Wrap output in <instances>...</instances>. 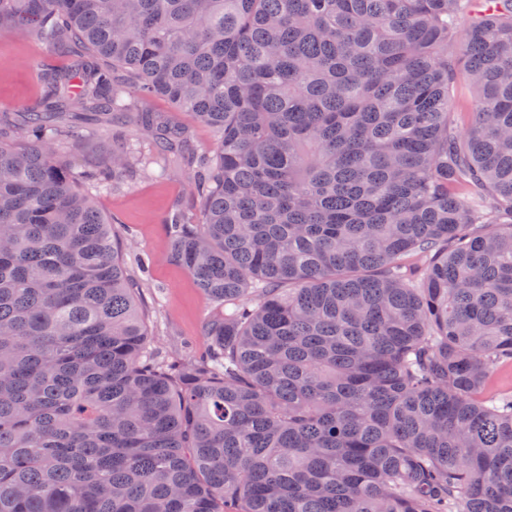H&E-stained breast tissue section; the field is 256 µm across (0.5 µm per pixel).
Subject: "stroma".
<instances>
[{
  "label": "stroma",
  "instance_id": "obj_1",
  "mask_svg": "<svg viewBox=\"0 0 512 512\" xmlns=\"http://www.w3.org/2000/svg\"><path fill=\"white\" fill-rule=\"evenodd\" d=\"M47 55L30 31L0 30V112L40 100L42 86L30 64ZM116 143L142 149L151 162L124 183L94 191L93 199L114 220L125 268L143 285L138 303L153 348L169 359L201 356L207 348L203 327L212 306L191 275L173 262L168 224L175 210H194L185 193L188 175L170 167L155 151L151 135L132 121L118 125L112 139L79 130L69 141L68 153L77 165L86 166Z\"/></svg>",
  "mask_w": 512,
  "mask_h": 512
}]
</instances>
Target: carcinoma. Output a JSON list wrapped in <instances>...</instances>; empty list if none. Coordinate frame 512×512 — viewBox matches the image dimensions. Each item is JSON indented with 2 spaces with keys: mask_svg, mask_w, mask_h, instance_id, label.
<instances>
[{
  "mask_svg": "<svg viewBox=\"0 0 512 512\" xmlns=\"http://www.w3.org/2000/svg\"><path fill=\"white\" fill-rule=\"evenodd\" d=\"M16 26L87 60L0 126V512H512V0H0ZM135 92L216 136L170 217L202 359L153 351L85 190L146 158L64 153Z\"/></svg>",
  "mask_w": 512,
  "mask_h": 512,
  "instance_id": "cac0c4a2",
  "label": "carcinoma"
}]
</instances>
